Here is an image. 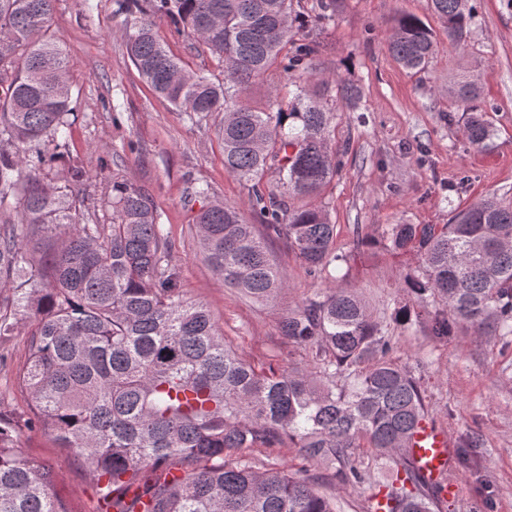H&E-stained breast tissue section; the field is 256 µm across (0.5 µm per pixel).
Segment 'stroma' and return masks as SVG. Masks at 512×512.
<instances>
[{
  "label": "stroma",
  "instance_id": "35a3bbf8",
  "mask_svg": "<svg viewBox=\"0 0 512 512\" xmlns=\"http://www.w3.org/2000/svg\"><path fill=\"white\" fill-rule=\"evenodd\" d=\"M473 5L475 23L462 48L449 42L430 0H340L335 16L324 22V46L311 65L314 79L332 84L342 77L361 91L354 102L331 92L324 96L334 114L332 143L349 151L333 180L311 200L335 224L342 260L330 273L312 277L285 238L268 239L286 288L263 304L226 285L190 232L199 208L190 192L199 182L211 186L215 199L238 206L247 223L258 221L249 206L250 186L224 170L216 134L222 113L194 125L151 90L127 53L126 16L117 0H57L50 33L71 61L77 118L66 150L90 175L89 220L108 221L113 183L148 191L174 244L187 298L206 305L226 343L265 371L309 362L305 350L279 332L290 309L337 286L353 289L393 336L395 357L420 377L430 417L457 450L449 476L459 492L442 500L440 512H512V343L487 329L461 327L454 335L432 337L417 321L399 323L397 308L420 306L403 289L414 256L357 243L361 232L380 239L392 224H444L451 208L493 196L512 199V0ZM403 13L420 17L435 33L437 51L424 71L406 70L389 54L392 19ZM154 32L187 70L222 79L216 60L191 48L167 20H156ZM464 75L498 106L487 115L494 135L484 150L467 141L462 108L449 93ZM29 325L20 319L15 335L0 341V416L17 422V445L52 470L55 488L73 512H98L87 461L59 447L42 425L25 424L30 399L17 375L29 355ZM249 456L260 469L306 468L322 488L334 490L342 512H368L369 486L333 485L330 469L304 461L294 446L253 448Z\"/></svg>",
  "mask_w": 512,
  "mask_h": 512
}]
</instances>
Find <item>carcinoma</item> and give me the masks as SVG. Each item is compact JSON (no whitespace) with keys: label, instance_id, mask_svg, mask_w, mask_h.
I'll list each match as a JSON object with an SVG mask.
<instances>
[{"label":"carcinoma","instance_id":"1","mask_svg":"<svg viewBox=\"0 0 512 512\" xmlns=\"http://www.w3.org/2000/svg\"><path fill=\"white\" fill-rule=\"evenodd\" d=\"M118 2L131 17L128 54L152 89L193 122L224 113V169L252 183L251 210L266 236L286 238L314 277L342 260L327 212L295 204L330 182L336 155L346 154L332 146L321 89L296 85L286 111L241 100L273 68L287 80L309 73L321 41L296 37L308 25L299 0H149L148 12L139 0ZM54 3L0 0V339L14 335L17 315L31 319L18 378L31 401L27 424L44 422L87 460L101 512H336V497L303 469L260 471L242 455L287 441L342 485H371L375 469L393 473L374 488L370 512H434L443 486L421 474L407 446L428 415L426 391L358 295L334 288L289 311L280 333L313 367L259 372L225 343L209 309L185 297L147 191L113 183L109 223L91 224L81 164L70 159L60 180L45 179L73 115L69 58L45 37ZM431 8L463 46L471 0H431ZM156 18L205 46L224 79L187 72L155 39ZM435 44L421 18L394 19L388 50L404 69L424 70ZM452 93L469 143L488 146L486 113L497 106L480 103L467 80ZM191 198L201 203L193 239L224 282L258 303L283 291L255 225L210 201L206 186ZM13 212L26 233L56 237L48 259L29 253ZM387 241L416 252L408 291L442 304L422 322L427 335L466 325L512 336L511 201L453 210L446 224H392ZM14 433L0 418V512H72L53 472L17 448Z\"/></svg>","mask_w":512,"mask_h":512}]
</instances>
